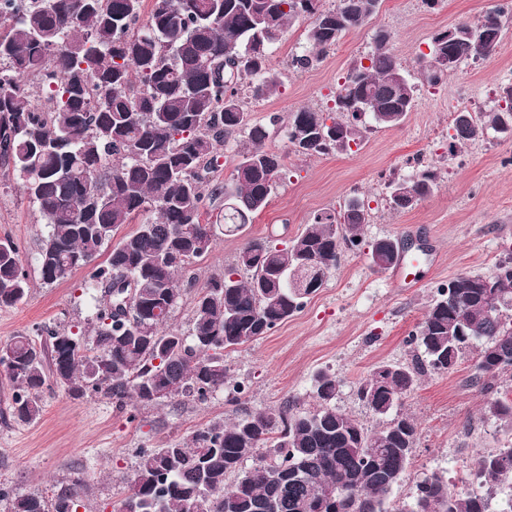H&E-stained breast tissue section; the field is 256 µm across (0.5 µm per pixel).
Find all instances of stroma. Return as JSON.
<instances>
[{
    "instance_id": "35a3bbf8",
    "label": "stroma",
    "mask_w": 512,
    "mask_h": 512,
    "mask_svg": "<svg viewBox=\"0 0 512 512\" xmlns=\"http://www.w3.org/2000/svg\"><path fill=\"white\" fill-rule=\"evenodd\" d=\"M495 3L382 0L374 26L346 34L305 71L293 70L291 59L308 45V23L291 24L270 55L283 76L280 92L263 99L241 94L254 122L265 125L271 115L285 118L302 108L330 111L347 73L370 53L378 25L392 32L390 48L418 84L415 106L401 126L373 128L353 151L289 155L288 178L270 205L242 233L220 237L183 276L170 323L189 330L198 293L223 274L246 240H292L315 213L340 209L353 197L371 208L361 244L342 249L325 288L300 312L257 341L225 351L229 385L205 402L179 396L152 406L132 401L119 410L105 392L75 398L49 385L41 391L40 417L24 423L11 415L13 386L0 373V487L52 500L79 475L87 487L80 512H112L130 494L136 448L183 439L209 422L275 409L291 398L310 408L312 377L322 369L341 382L337 406L374 426L375 417L356 397L359 381L379 363L416 357L409 334L438 286L461 273L492 274L512 254V138L490 131L457 155L448 153L456 113L489 111L500 87L512 83V26L490 58L460 65L437 86L421 77L420 55L432 36ZM423 167L439 172L437 190L411 211L389 209V180ZM45 232L11 169L0 165V238L18 242L31 282L25 303L0 308V343L35 335L43 325L83 327L96 316L97 292L86 270L41 284L37 252ZM386 237L421 247L417 282L395 283L389 272L370 268L369 243ZM474 363L470 355L453 371L426 373L401 399L399 412L416 418L420 435L407 476L390 494L393 507L411 504L424 473L443 470L463 479L479 456L512 440V432L486 413V392L469 382Z\"/></svg>"
}]
</instances>
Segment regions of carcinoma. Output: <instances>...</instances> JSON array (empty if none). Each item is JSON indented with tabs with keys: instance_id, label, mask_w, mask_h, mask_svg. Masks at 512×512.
<instances>
[{
	"instance_id": "obj_1",
	"label": "carcinoma",
	"mask_w": 512,
	"mask_h": 512,
	"mask_svg": "<svg viewBox=\"0 0 512 512\" xmlns=\"http://www.w3.org/2000/svg\"><path fill=\"white\" fill-rule=\"evenodd\" d=\"M0 0V161L11 166L25 197L48 227L38 251L44 285L89 269L106 304L92 331L45 328L40 339L15 336L0 345V369L12 383L13 414L41 411L47 380L75 398L101 388L123 407L176 396L205 399L224 389V351L261 338L299 312L336 269L340 250L355 247L369 222L364 201L323 211L295 239L255 238L236 252L224 279L202 290L189 333L167 328L180 276L205 257L217 231L234 233L264 210L288 176L287 154L266 142L270 129L304 156H327L360 145L370 116L379 127L402 124L418 86L389 48L391 34H373L368 64L347 74L335 109L302 108L284 125L252 121L240 94L274 95L282 74L270 49L293 22L309 21L308 52L292 57L305 71L315 56L377 16L381 0ZM512 8L496 6L436 33L423 56L426 83L456 64L490 56ZM512 137V84L483 119L456 116L453 140L466 144L487 130ZM234 149L230 181L210 185L217 147ZM439 186L425 168L389 182V208H415ZM224 198V224L202 215ZM134 231L111 244L125 224ZM112 245L108 263L95 260ZM400 242L380 239L369 252L384 271ZM131 279L130 317L115 319L111 290ZM30 290L17 243L0 240V308L24 302ZM412 341L423 359L384 362L362 379L357 399L383 421L371 429L336 406L340 381L328 370L312 378L313 407L290 401L276 410L213 421L186 441L136 454L131 494L114 512H490L488 501L424 474L413 503L395 509L393 487L406 476L418 421L396 412L401 398L430 369L450 372L476 352L471 382L490 393L512 373V257L488 276L463 273L437 289ZM485 410L512 431V398L490 397ZM483 482L512 477V444L476 462ZM82 481L52 503L0 491L6 512H78Z\"/></svg>"
}]
</instances>
